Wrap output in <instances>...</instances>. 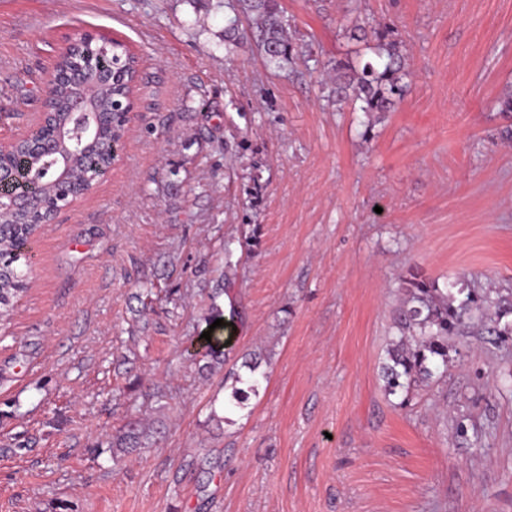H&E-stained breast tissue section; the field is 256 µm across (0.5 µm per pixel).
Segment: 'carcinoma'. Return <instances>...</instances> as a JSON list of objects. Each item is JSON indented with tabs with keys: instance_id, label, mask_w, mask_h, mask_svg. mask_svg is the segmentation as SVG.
<instances>
[{
	"instance_id": "1",
	"label": "carcinoma",
	"mask_w": 512,
	"mask_h": 512,
	"mask_svg": "<svg viewBox=\"0 0 512 512\" xmlns=\"http://www.w3.org/2000/svg\"><path fill=\"white\" fill-rule=\"evenodd\" d=\"M225 6L255 20V26L246 32L239 29L238 18L229 19L225 27V50L251 40L270 63L276 64L288 56V19L279 10L278 0H236L234 3L229 0ZM371 37L375 41V58L357 65L336 63L334 93L338 102H360V110L367 114L389 112L407 88L404 83L408 76L406 57L400 44L389 39L388 31L377 29ZM70 101L71 87L57 85L51 105L54 116L50 120L69 122ZM69 162L75 180L80 181L94 174L103 159L94 152L71 157ZM29 165L32 174L42 178V186L31 207V215L35 218L42 212L43 204L57 196L60 188L55 182L57 176L49 173L43 177L38 173L41 160L33 156ZM37 228L36 224L15 223L14 214L8 208L0 209V323L11 316L18 298L16 290L25 288L26 274L18 265L17 251ZM454 287V282L439 287L438 281L417 268L409 269L399 278V306L392 322L395 334L382 365L384 388L388 394L407 393L417 383L429 386L436 382L442 376V370L448 369V339L463 331L468 320L482 321L483 329L491 336L512 338V322L501 324L502 318L512 315V299L501 295L497 288L479 294L461 287L458 293L465 294V298L459 300L452 293ZM492 293L497 297H490ZM210 336L211 340H202L204 357L208 358L202 368L206 370L224 364L227 341L231 340L224 335L222 326L215 328ZM245 367L249 370L246 378L237 372L228 375L232 384L227 405L231 408H240L250 396L259 395L261 382L266 379L265 374L258 372V364L247 363ZM142 437L143 431L132 424L117 440L116 450L123 453L132 450L141 443Z\"/></svg>"
}]
</instances>
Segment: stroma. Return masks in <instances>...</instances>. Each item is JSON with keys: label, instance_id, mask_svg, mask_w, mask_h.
<instances>
[{"label": "stroma", "instance_id": "obj_1", "mask_svg": "<svg viewBox=\"0 0 512 512\" xmlns=\"http://www.w3.org/2000/svg\"><path fill=\"white\" fill-rule=\"evenodd\" d=\"M290 51L224 52L222 0H0V142L26 131L79 31L141 80L92 192L26 244L0 328V512H512V342L452 337L448 370L386 394L397 284L512 289V0H279ZM407 53V92L330 98L353 20ZM234 238L247 320L226 363L185 347L224 297ZM265 358L225 423L224 376ZM151 442L113 462L118 431ZM209 458L210 471L201 468Z\"/></svg>", "mask_w": 512, "mask_h": 512}]
</instances>
